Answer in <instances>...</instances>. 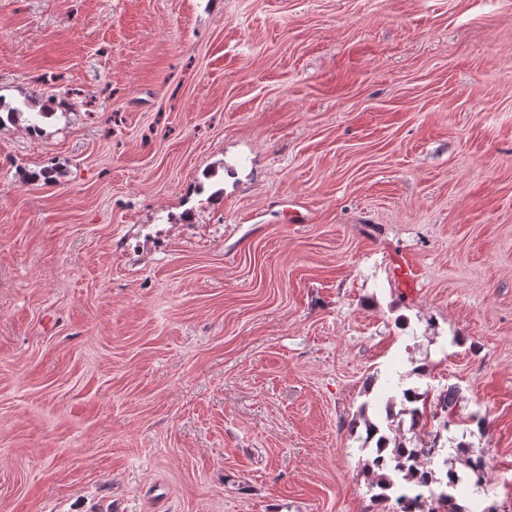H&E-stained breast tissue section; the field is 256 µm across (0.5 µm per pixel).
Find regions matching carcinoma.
Segmentation results:
<instances>
[{
    "mask_svg": "<svg viewBox=\"0 0 512 512\" xmlns=\"http://www.w3.org/2000/svg\"><path fill=\"white\" fill-rule=\"evenodd\" d=\"M421 397L422 393L415 387L400 391L402 414L410 417L413 427L419 425L425 416V409L416 406ZM457 402V391L450 386L439 395L437 407L451 415ZM451 423L450 419L442 421L440 429L428 442L409 448L402 440L390 438L380 425L365 420L367 439L375 440V448L365 463V470L371 486L380 490L373 495L376 502L382 504L394 500L393 512H463L455 496L462 477L449 469L444 477L437 478L422 466V461L431 460L439 454L441 431L449 429ZM458 451L465 457L466 467L477 475V479H482L485 459L469 455V449L463 444L459 445Z\"/></svg>",
    "mask_w": 512,
    "mask_h": 512,
    "instance_id": "cac0c4a2",
    "label": "carcinoma"
}]
</instances>
